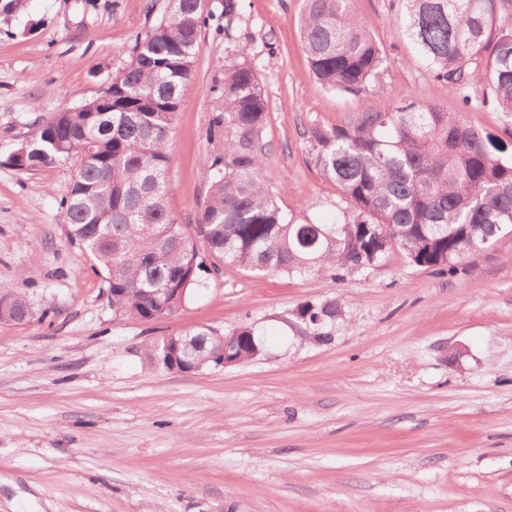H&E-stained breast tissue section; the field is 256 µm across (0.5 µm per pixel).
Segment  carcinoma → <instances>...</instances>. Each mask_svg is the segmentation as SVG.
<instances>
[{
    "mask_svg": "<svg viewBox=\"0 0 512 512\" xmlns=\"http://www.w3.org/2000/svg\"><path fill=\"white\" fill-rule=\"evenodd\" d=\"M504 2L398 0L395 20L433 76L458 86L464 105L491 103L511 115L512 21ZM236 13V0H167L112 76V98L99 93L54 113L11 160L21 170L69 167L66 236L103 272L116 318L156 323L177 313L186 297L176 289L200 285L204 254L215 269L311 278L368 269L397 250L413 266L454 274L464 258L512 235V157L501 156L504 144L419 94L342 125L311 124L305 136L313 161L349 210L333 224L288 217L260 175L268 101L241 47L213 86L206 138L216 149L206 158L211 180L194 241L166 205L167 145L203 31L221 19L229 30ZM302 36L311 71L328 89L364 91L384 72L385 53L354 0H304ZM478 85L491 96H472ZM0 299L14 321L33 316L10 287L0 286ZM318 316L336 317V304L300 311L310 323ZM191 336L201 370L215 366L224 344L244 361L262 349L249 327Z\"/></svg>",
    "mask_w": 512,
    "mask_h": 512,
    "instance_id": "carcinoma-1",
    "label": "carcinoma"
}]
</instances>
